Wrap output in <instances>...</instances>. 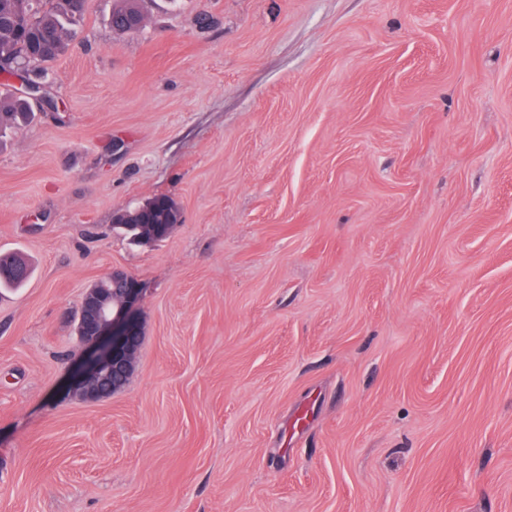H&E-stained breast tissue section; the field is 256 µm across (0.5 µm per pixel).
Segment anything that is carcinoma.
<instances>
[{"instance_id":"1","label":"carcinoma","mask_w":512,"mask_h":512,"mask_svg":"<svg viewBox=\"0 0 512 512\" xmlns=\"http://www.w3.org/2000/svg\"><path fill=\"white\" fill-rule=\"evenodd\" d=\"M85 0H0V73L16 75L31 85L44 76L43 65L61 56L72 38L71 18L83 11ZM143 16L135 0H120L111 26L118 31L141 27ZM28 98L0 86V133L29 118ZM30 276L23 257L0 254V288L20 287Z\"/></svg>"}]
</instances>
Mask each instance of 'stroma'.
<instances>
[{
	"mask_svg": "<svg viewBox=\"0 0 512 512\" xmlns=\"http://www.w3.org/2000/svg\"><path fill=\"white\" fill-rule=\"evenodd\" d=\"M139 2L0 144V512H512V0ZM115 270L134 372L66 398ZM120 5L112 11L111 26L118 31H132L141 27L143 16L134 0H120ZM30 276V269L22 256L0 254V288L21 287Z\"/></svg>",
	"mask_w": 512,
	"mask_h": 512,
	"instance_id": "stroma-1",
	"label": "stroma"
}]
</instances>
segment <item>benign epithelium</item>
I'll return each instance as SVG.
<instances>
[{"label":"benign epithelium","instance_id":"7a95c632","mask_svg":"<svg viewBox=\"0 0 512 512\" xmlns=\"http://www.w3.org/2000/svg\"><path fill=\"white\" fill-rule=\"evenodd\" d=\"M113 294L87 289L78 310L77 336L81 359L66 394L84 402L99 401L98 387L133 371L142 326L135 316L143 288L123 272H112Z\"/></svg>","mask_w":512,"mask_h":512}]
</instances>
